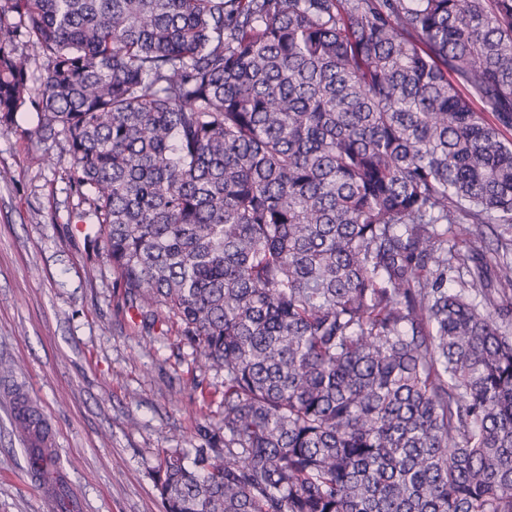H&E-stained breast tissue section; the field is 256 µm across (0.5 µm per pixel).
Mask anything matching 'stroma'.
Wrapping results in <instances>:
<instances>
[{"label": "stroma", "mask_w": 512, "mask_h": 512, "mask_svg": "<svg viewBox=\"0 0 512 512\" xmlns=\"http://www.w3.org/2000/svg\"><path fill=\"white\" fill-rule=\"evenodd\" d=\"M36 122L29 108L0 133V360L53 429L75 512H163L156 451L199 447L198 426L223 418L224 372L118 304L68 146L30 139ZM10 398L0 382V512H44Z\"/></svg>", "instance_id": "obj_1"}]
</instances>
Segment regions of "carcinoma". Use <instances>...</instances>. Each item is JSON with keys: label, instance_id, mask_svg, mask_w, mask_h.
Listing matches in <instances>:
<instances>
[{"label": "carcinoma", "instance_id": "1", "mask_svg": "<svg viewBox=\"0 0 512 512\" xmlns=\"http://www.w3.org/2000/svg\"><path fill=\"white\" fill-rule=\"evenodd\" d=\"M30 105L125 305L224 370L165 512H512V0H0Z\"/></svg>", "mask_w": 512, "mask_h": 512}]
</instances>
